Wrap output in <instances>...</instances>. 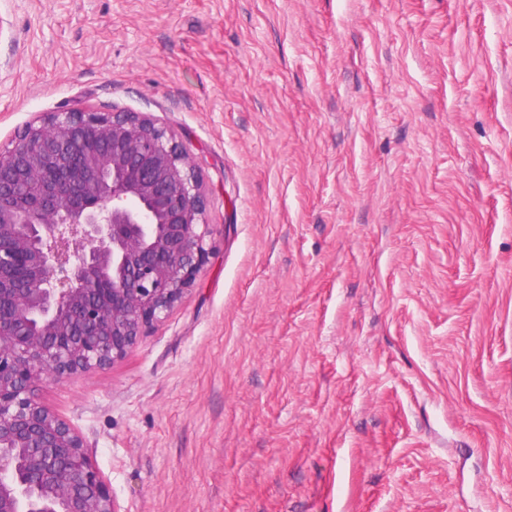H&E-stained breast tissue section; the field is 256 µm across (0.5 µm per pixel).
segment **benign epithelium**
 Returning a JSON list of instances; mask_svg holds the SVG:
<instances>
[{"label":"benign epithelium","mask_w":512,"mask_h":512,"mask_svg":"<svg viewBox=\"0 0 512 512\" xmlns=\"http://www.w3.org/2000/svg\"><path fill=\"white\" fill-rule=\"evenodd\" d=\"M201 175L139 112H52L0 148V512H119L33 385L124 358L210 248Z\"/></svg>","instance_id":"1"}]
</instances>
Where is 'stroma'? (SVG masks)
Instances as JSON below:
<instances>
[{
  "label": "stroma",
  "instance_id": "stroma-1",
  "mask_svg": "<svg viewBox=\"0 0 512 512\" xmlns=\"http://www.w3.org/2000/svg\"><path fill=\"white\" fill-rule=\"evenodd\" d=\"M0 146L166 126L211 253L36 383L119 512H512V0H0Z\"/></svg>",
  "mask_w": 512,
  "mask_h": 512
}]
</instances>
